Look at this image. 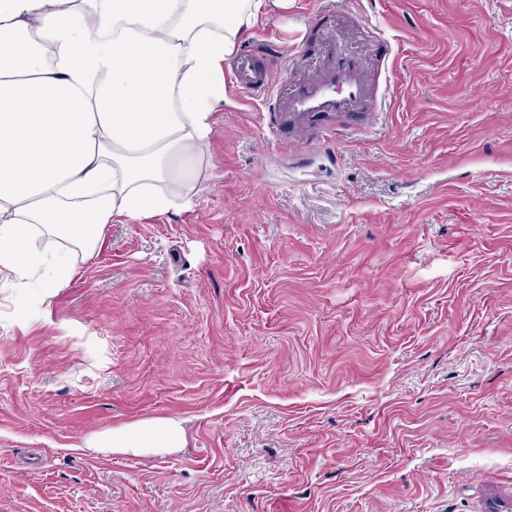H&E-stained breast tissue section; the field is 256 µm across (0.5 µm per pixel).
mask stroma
<instances>
[{"label": "stroma", "mask_w": 512, "mask_h": 512, "mask_svg": "<svg viewBox=\"0 0 512 512\" xmlns=\"http://www.w3.org/2000/svg\"><path fill=\"white\" fill-rule=\"evenodd\" d=\"M324 10L380 111L227 92L194 211L49 299L0 272V512H512V0H296L245 44L303 78ZM168 415L177 452L79 445Z\"/></svg>", "instance_id": "35a3bbf8"}]
</instances>
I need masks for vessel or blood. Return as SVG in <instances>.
Segmentation results:
<instances>
[{"label": "vessel or blood", "instance_id": "1", "mask_svg": "<svg viewBox=\"0 0 512 512\" xmlns=\"http://www.w3.org/2000/svg\"><path fill=\"white\" fill-rule=\"evenodd\" d=\"M331 63L316 68L301 83L282 84L255 49L242 50L232 69L238 97L268 100L281 121L309 125L334 115H353L378 107L379 73L370 60L339 54L335 40L326 43Z\"/></svg>", "mask_w": 512, "mask_h": 512}]
</instances>
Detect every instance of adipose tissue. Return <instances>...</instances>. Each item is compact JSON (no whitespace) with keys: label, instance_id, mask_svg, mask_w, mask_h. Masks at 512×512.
Returning <instances> with one entry per match:
<instances>
[{"label":"adipose tissue","instance_id":"ef3b65f1","mask_svg":"<svg viewBox=\"0 0 512 512\" xmlns=\"http://www.w3.org/2000/svg\"><path fill=\"white\" fill-rule=\"evenodd\" d=\"M63 2L0 0V270L47 297L96 255L107 224L192 209L224 64L295 0ZM185 444L174 416L82 439L138 456Z\"/></svg>","mask_w":512,"mask_h":512}]
</instances>
